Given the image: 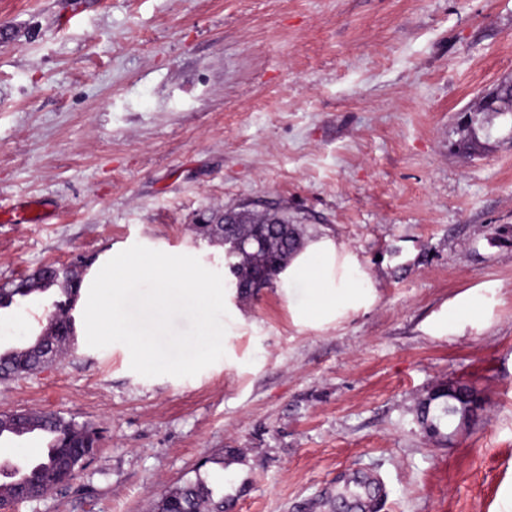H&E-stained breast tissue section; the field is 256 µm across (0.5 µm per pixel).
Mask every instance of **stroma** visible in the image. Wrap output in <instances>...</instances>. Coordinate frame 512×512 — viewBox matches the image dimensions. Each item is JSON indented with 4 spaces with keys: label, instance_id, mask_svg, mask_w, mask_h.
<instances>
[{
    "label": "stroma",
    "instance_id": "1",
    "mask_svg": "<svg viewBox=\"0 0 512 512\" xmlns=\"http://www.w3.org/2000/svg\"><path fill=\"white\" fill-rule=\"evenodd\" d=\"M509 76L512 0H0V210L50 215L0 222V284L136 243L220 272L198 214L271 208L356 254L377 294L317 326L282 281L226 293L242 316L193 377L142 376L80 333L0 380V414L101 432L70 484L13 512H152L199 475L232 512H354L359 494L512 512V126L476 109ZM465 295L480 305L447 332ZM51 302L0 311V344ZM448 381L482 404L441 440L417 408Z\"/></svg>",
    "mask_w": 512,
    "mask_h": 512
}]
</instances>
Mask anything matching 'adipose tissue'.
<instances>
[{
	"label": "adipose tissue",
	"instance_id": "ef3b65f1",
	"mask_svg": "<svg viewBox=\"0 0 512 512\" xmlns=\"http://www.w3.org/2000/svg\"><path fill=\"white\" fill-rule=\"evenodd\" d=\"M289 285L306 280L305 300L289 299L288 305L300 321L319 322L367 307L376 300L375 288L361 272L355 254L329 239L307 243L284 272Z\"/></svg>",
	"mask_w": 512,
	"mask_h": 512
}]
</instances>
